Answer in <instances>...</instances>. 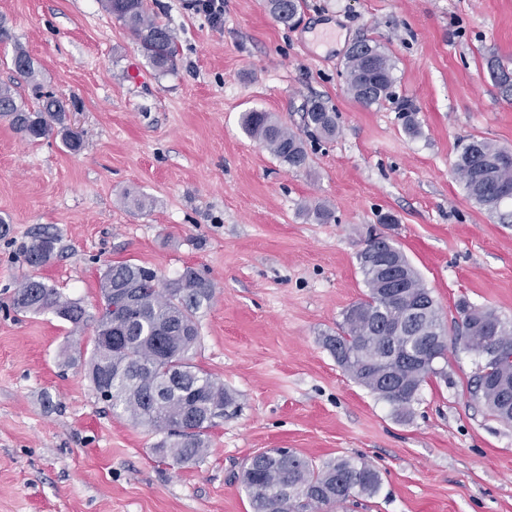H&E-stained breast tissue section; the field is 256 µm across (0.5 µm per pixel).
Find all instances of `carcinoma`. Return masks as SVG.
Instances as JSON below:
<instances>
[{
	"label": "carcinoma",
	"mask_w": 512,
	"mask_h": 512,
	"mask_svg": "<svg viewBox=\"0 0 512 512\" xmlns=\"http://www.w3.org/2000/svg\"><path fill=\"white\" fill-rule=\"evenodd\" d=\"M102 4L127 26L154 67L166 71L173 66L175 35L152 16L148 0H102ZM267 7L279 23L291 27L300 3L267 0ZM362 45L374 56V68L367 69L365 54L352 49L347 52L344 71L353 98L371 106L392 95L394 64L380 44L365 40ZM12 64L24 77H34L32 61L24 51H14ZM490 70L497 84L511 92L512 75L493 60ZM33 88L40 100L34 110L10 88L0 87V116L31 142L56 131L69 150L80 151L83 140L64 126L62 103L39 85ZM242 124L289 168L308 165L302 137L270 113L246 112ZM304 128L312 138H332L337 131L336 112L315 100L305 112ZM504 153L493 143L472 137L462 145L452 169L468 196L491 211L504 203L502 190H512V165L500 163ZM57 242L53 234L35 236L24 250L26 263L32 268L46 265ZM361 272L368 293L344 312L336 335L326 337L325 344L353 380L388 402L398 417L406 418L413 414L422 383L436 374L430 366L410 361L407 352L432 331H445L441 314L414 269H408V286L397 295L379 288L377 271L363 267ZM100 288L107 303L115 290L131 292L135 309L118 317L105 307L88 361L87 375L94 390L132 424L162 435L154 447L162 458L174 465L204 459L209 452L208 432L237 404L223 383L194 363L199 346L196 315L213 297L211 282L192 268L162 282L155 270L122 262L107 268ZM420 300L432 307L424 324L410 315ZM10 306L18 314L51 312L74 326L82 324L86 315L80 301L34 277L14 289ZM457 309L460 340L467 349L482 356L496 336L512 344L511 319H502L492 309L477 311L463 299ZM475 311L481 317H475ZM471 390L493 417L512 423V360L484 359ZM241 479L252 512H326L356 497H372L381 485L380 473L365 462L336 458L318 465L293 450L274 457L266 451L254 455L243 467Z\"/></svg>",
	"instance_id": "obj_1"
}]
</instances>
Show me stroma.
Segmentation results:
<instances>
[{"label":"stroma","mask_w":512,"mask_h":512,"mask_svg":"<svg viewBox=\"0 0 512 512\" xmlns=\"http://www.w3.org/2000/svg\"><path fill=\"white\" fill-rule=\"evenodd\" d=\"M192 2L149 0L176 36L162 72L100 0H0V86L35 109L40 83L83 139L77 152L57 134L32 143L0 119V512H251L239 476L272 448L379 471L376 495L336 512H512V425L470 393L479 358L457 338L456 308L463 298L512 318V224L452 175L471 137L512 151V95L486 64L512 68V0H303L290 29L266 0H224L219 24ZM360 40L394 64L391 98L369 107L343 69ZM18 48L35 81L14 70ZM313 99L335 110L337 132L307 141V168L241 125L257 110L302 132ZM386 214L448 336L404 420L322 341L365 297L357 253ZM43 229L59 242L34 272L22 250ZM124 261L166 280L191 268L214 287L195 362L241 410L209 431L201 462L161 459L159 434L112 412L86 376L100 282ZM33 272L79 300L85 322L8 308Z\"/></svg>","instance_id":"1"}]
</instances>
